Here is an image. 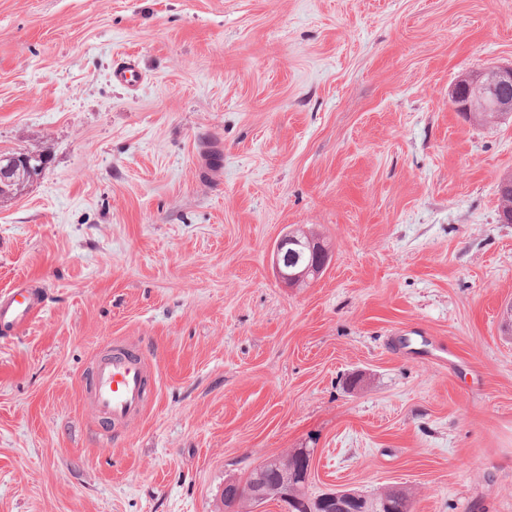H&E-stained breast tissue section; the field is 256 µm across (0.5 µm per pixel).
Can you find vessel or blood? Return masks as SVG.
<instances>
[{"mask_svg": "<svg viewBox=\"0 0 512 512\" xmlns=\"http://www.w3.org/2000/svg\"><path fill=\"white\" fill-rule=\"evenodd\" d=\"M42 293L21 288L0 296V328L13 329L28 323L42 308ZM154 368L132 346L116 341L92 373L86 400L103 429L139 417L149 396Z\"/></svg>", "mask_w": 512, "mask_h": 512, "instance_id": "1", "label": "vessel or blood"}]
</instances>
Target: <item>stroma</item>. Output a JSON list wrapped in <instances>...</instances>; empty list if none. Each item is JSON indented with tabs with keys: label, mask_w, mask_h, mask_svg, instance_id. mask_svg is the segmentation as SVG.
Listing matches in <instances>:
<instances>
[{
	"label": "stroma",
	"mask_w": 512,
	"mask_h": 512,
	"mask_svg": "<svg viewBox=\"0 0 512 512\" xmlns=\"http://www.w3.org/2000/svg\"><path fill=\"white\" fill-rule=\"evenodd\" d=\"M510 63L512 0H0V153L48 159L0 199V296L46 291L0 339V512H224L298 448L315 494L512 512V125L448 98ZM289 227L332 246L305 288ZM114 340L157 378L107 445ZM311 259L302 260L305 252ZM329 249L300 230L283 233L271 251V262L279 283L285 288H300L316 280L326 269Z\"/></svg>",
	"instance_id": "35a3bbf8"
}]
</instances>
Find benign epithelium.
Wrapping results in <instances>:
<instances>
[{
  "label": "benign epithelium",
  "mask_w": 512,
  "mask_h": 512,
  "mask_svg": "<svg viewBox=\"0 0 512 512\" xmlns=\"http://www.w3.org/2000/svg\"><path fill=\"white\" fill-rule=\"evenodd\" d=\"M453 109L468 122L480 115L492 113L495 119L512 120V63L492 65L483 71L463 76L449 90ZM46 165L40 154L26 152L0 154V196L17 194L33 180ZM497 190L508 199L501 208L500 221L512 223V173L499 178ZM329 249L300 230L283 233L271 251V262L279 283L285 288H300L316 280L326 269ZM311 469L296 470L281 458L269 459L254 469L248 483L231 480L224 483L225 512H260L268 501L284 504L293 512L297 502L288 501L280 487L290 481L300 482L301 489L309 487ZM306 512H391L393 503L388 499L373 500L365 494L336 489L304 498Z\"/></svg>",
  "instance_id": "benign-epithelium-1"
}]
</instances>
